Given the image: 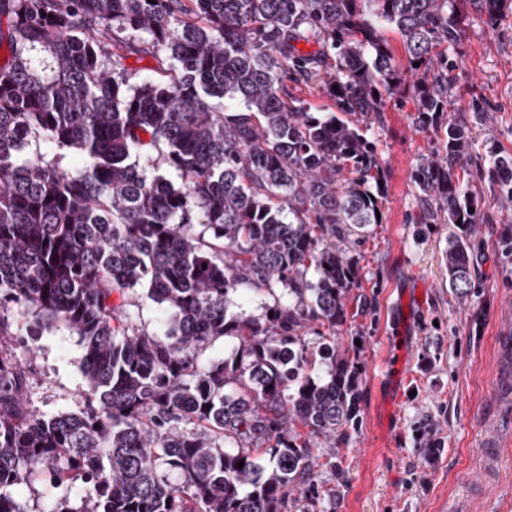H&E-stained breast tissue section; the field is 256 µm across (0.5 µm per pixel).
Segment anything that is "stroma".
<instances>
[{
	"label": "stroma",
	"instance_id": "1",
	"mask_svg": "<svg viewBox=\"0 0 512 512\" xmlns=\"http://www.w3.org/2000/svg\"><path fill=\"white\" fill-rule=\"evenodd\" d=\"M448 58L459 78L448 111L471 136V160L454 174L477 202V294L462 306L449 288L448 225L413 221L421 208L413 172L439 142L420 130L412 92L385 96L380 117L364 130L382 167V221L346 245L359 278L336 329L359 363L362 422L337 450L317 449L336 455L347 475L339 485L321 473L336 490L332 512H452L479 471L485 425L498 422L512 435V408L494 402L495 372L512 362V256L501 250L512 239V203L483 177L490 153L512 156V10L492 25L471 13ZM394 351L402 368L397 396L383 370ZM13 355L29 371L27 398L40 413L82 407L83 350L72 330L41 329Z\"/></svg>",
	"mask_w": 512,
	"mask_h": 512
}]
</instances>
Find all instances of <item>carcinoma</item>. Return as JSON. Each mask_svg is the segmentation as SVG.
Masks as SVG:
<instances>
[{
	"label": "carcinoma",
	"instance_id": "carcinoma-1",
	"mask_svg": "<svg viewBox=\"0 0 512 512\" xmlns=\"http://www.w3.org/2000/svg\"><path fill=\"white\" fill-rule=\"evenodd\" d=\"M461 4L492 21L512 0H0V512H30L16 489L46 472L51 512H289L293 490L300 512H326L321 469L344 471L313 448L345 442L362 400L336 343L358 284L342 244L382 223L360 123L406 81L383 22L440 137L414 172L416 223L451 228L449 288L461 305L477 294L475 201L452 175L471 140L436 53L461 42ZM316 79L337 111L288 86ZM489 176L512 200V157L490 154ZM135 288L164 335L137 327ZM250 293L271 299L261 314L230 311ZM58 323L80 338L87 389L47 417L8 350ZM219 339L229 351L203 359ZM385 38L391 50L394 65L405 72L408 71L409 63L404 52L401 35L391 25H387Z\"/></svg>",
	"mask_w": 512,
	"mask_h": 512
}]
</instances>
